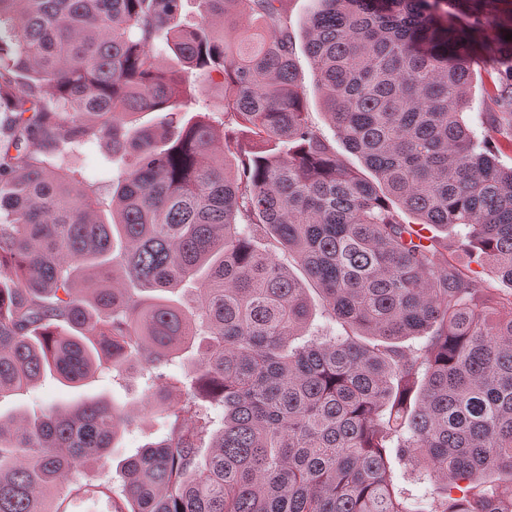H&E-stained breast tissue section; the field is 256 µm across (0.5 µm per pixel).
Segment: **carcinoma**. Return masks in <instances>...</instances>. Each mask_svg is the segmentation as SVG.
I'll use <instances>...</instances> for the list:
<instances>
[{"mask_svg":"<svg viewBox=\"0 0 512 512\" xmlns=\"http://www.w3.org/2000/svg\"><path fill=\"white\" fill-rule=\"evenodd\" d=\"M196 2L0 0V400L138 363L182 395L118 492L79 480L124 406L0 415V512H512V291L450 258L512 284V168L462 118L479 29L451 0H313L330 139L287 0ZM508 60L481 122L511 141ZM103 142L108 205L69 160ZM309 8V0H290L288 2V14L291 22V32L297 46L296 66L298 77L307 90L306 109L311 124L321 129L328 137L334 136V131L329 125L322 106L320 95L316 89L311 60L303 50L304 30L303 22Z\"/></svg>","mask_w":512,"mask_h":512,"instance_id":"cac0c4a2","label":"carcinoma"}]
</instances>
